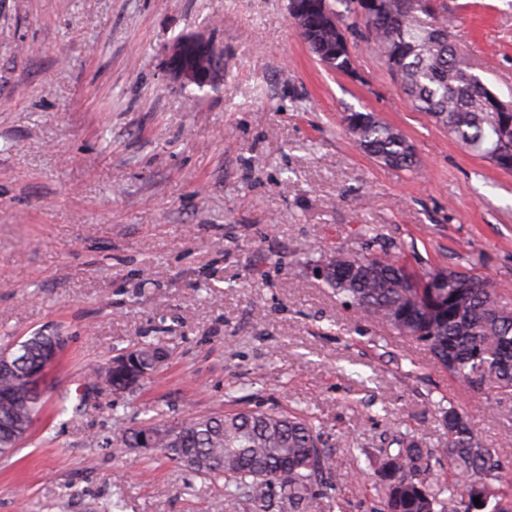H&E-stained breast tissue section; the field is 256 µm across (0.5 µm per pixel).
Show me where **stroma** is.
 <instances>
[{
	"label": "stroma",
	"mask_w": 512,
	"mask_h": 512,
	"mask_svg": "<svg viewBox=\"0 0 512 512\" xmlns=\"http://www.w3.org/2000/svg\"><path fill=\"white\" fill-rule=\"evenodd\" d=\"M459 51L512 98V0H447ZM209 39L205 87L166 75L179 38ZM355 73L321 65L288 0H0V347L68 343L27 438L0 456V512H224V485L122 445L128 428L243 407L303 410L341 482L309 512H378L396 432L446 440L437 405L512 444V398L482 399L428 351L345 307L315 273L368 247L475 268L512 292V172L415 111L364 33ZM376 113L420 167L377 163L342 113ZM168 362L133 391L89 370L131 345Z\"/></svg>",
	"instance_id": "35a3bbf8"
}]
</instances>
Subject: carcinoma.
<instances>
[{"label":"carcinoma","instance_id":"1","mask_svg":"<svg viewBox=\"0 0 512 512\" xmlns=\"http://www.w3.org/2000/svg\"><path fill=\"white\" fill-rule=\"evenodd\" d=\"M303 40L314 36L319 54L331 59L329 68L345 71L341 34L359 26L397 79L412 106L442 127L461 146L512 171V101L486 85L468 79L471 67L455 46L453 25L445 0H330L336 23L324 22L322 0H297ZM344 132L376 162L411 171L419 166L413 145L396 127L372 112L351 110L341 116ZM402 248L391 243L378 252L354 254L361 261L349 278L331 272L321 280L347 306L386 325L398 335L425 346L434 364L450 377L494 401L512 397V297L472 271L433 268L417 275L400 263ZM47 337L25 340L24 361L12 373H0V455L16 450L20 438L13 429L33 421L41 394L15 386L17 374L38 369ZM165 350L162 343L135 345L124 355L133 371ZM91 376L102 383L120 382L124 373L110 362ZM448 443L439 450L448 459L453 480L439 482L432 452L408 434L398 433L393 448L380 449L377 484L383 512H512L503 503L512 487L505 462L512 451L485 447L467 416L454 405L439 409ZM165 425L149 423L126 432L123 445L138 448L147 438L157 451L190 472L224 481V509L248 501L255 512H308L314 486L330 487L336 476L321 435L299 413L237 411L197 418L170 437ZM481 505H475L474 498Z\"/></svg>","mask_w":512,"mask_h":512}]
</instances>
